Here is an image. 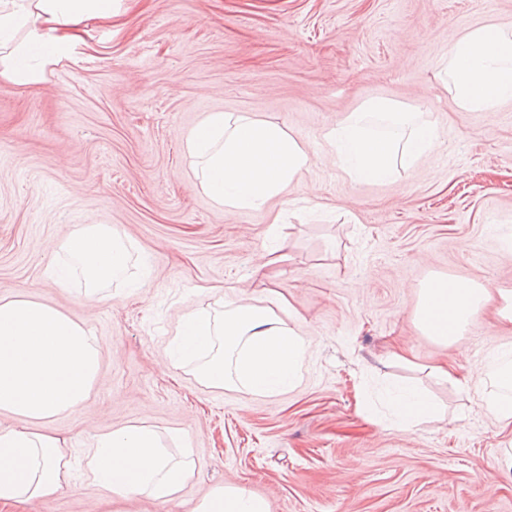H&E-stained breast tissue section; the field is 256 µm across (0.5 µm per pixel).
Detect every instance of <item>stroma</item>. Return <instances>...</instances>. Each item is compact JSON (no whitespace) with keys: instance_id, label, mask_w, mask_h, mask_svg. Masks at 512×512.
<instances>
[{"instance_id":"obj_1","label":"stroma","mask_w":512,"mask_h":512,"mask_svg":"<svg viewBox=\"0 0 512 512\" xmlns=\"http://www.w3.org/2000/svg\"><path fill=\"white\" fill-rule=\"evenodd\" d=\"M490 24L512 27V0H125L40 84L0 82V299L53 305L107 352L103 386L41 427L65 440L71 487L0 512H94L103 492L82 451L126 424L184 430L196 464L173 501L126 512H191L219 484L269 512H512V426L485 405L512 332L490 309L448 347L413 324L432 277L512 289V103L460 111L437 76L458 36ZM373 97L421 113L440 143L388 182H355L326 136ZM213 112L279 124L313 165L267 209L224 213L185 152ZM83 224L147 258L142 288L90 303L83 280L47 279ZM266 250L276 266H261ZM272 284L307 344L296 387L217 391L166 371L185 313L265 305ZM446 364L451 380L432 374ZM404 382L435 410L398 429L388 391Z\"/></svg>"}]
</instances>
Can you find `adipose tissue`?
Returning a JSON list of instances; mask_svg holds the SVG:
<instances>
[{
	"label": "adipose tissue",
	"mask_w": 512,
	"mask_h": 512,
	"mask_svg": "<svg viewBox=\"0 0 512 512\" xmlns=\"http://www.w3.org/2000/svg\"><path fill=\"white\" fill-rule=\"evenodd\" d=\"M118 0H0V81L25 87L71 58L87 23L111 26ZM441 76L459 110L493 112L512 100V33L495 25L456 38L441 62ZM342 169L352 178L383 182L415 167L435 146V126L419 113L384 98L349 113L329 134ZM203 192L225 212L261 211L309 170L312 159L281 126L258 119L211 113L185 143ZM46 276L61 289L85 282L87 301L106 286L135 289L149 267L130 273L125 241L106 224H83L57 247ZM500 299V322L512 325V291L493 294L474 281L436 276L419 291L413 323L421 336L448 346L474 314ZM168 367L195 363L199 382L215 390L274 394L295 386L305 340L272 308L238 304L223 311L188 313L171 341ZM103 348L80 323L43 302L20 295L0 300V506L48 501L71 484V454L41 424L78 411L101 381ZM497 389L488 411L512 424V357L491 371ZM84 465L103 490L98 512H116L131 501L172 500L192 479L189 435H160L143 424L107 427ZM192 512H268L264 498L243 486L217 485Z\"/></svg>",
	"instance_id": "obj_1"
}]
</instances>
